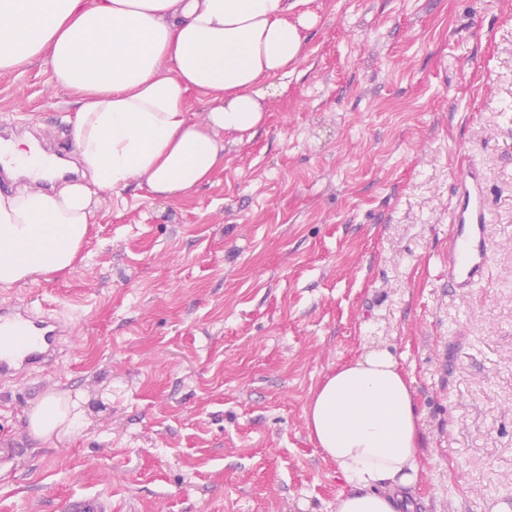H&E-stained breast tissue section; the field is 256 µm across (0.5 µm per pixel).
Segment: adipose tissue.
Instances as JSON below:
<instances>
[{
	"instance_id": "1",
	"label": "adipose tissue",
	"mask_w": 512,
	"mask_h": 512,
	"mask_svg": "<svg viewBox=\"0 0 512 512\" xmlns=\"http://www.w3.org/2000/svg\"><path fill=\"white\" fill-rule=\"evenodd\" d=\"M310 0H0V72L43 59L78 95L69 135L81 177L0 193V287L69 269L97 191L130 183L179 197L224 164V136L255 134L319 22ZM207 98L204 122L188 112ZM310 437L344 482L335 512H412L421 419L414 380L389 348L337 366L311 393ZM58 398L29 418L36 437L75 431Z\"/></svg>"
}]
</instances>
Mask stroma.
<instances>
[{"instance_id": "stroma-1", "label": "stroma", "mask_w": 512, "mask_h": 512, "mask_svg": "<svg viewBox=\"0 0 512 512\" xmlns=\"http://www.w3.org/2000/svg\"><path fill=\"white\" fill-rule=\"evenodd\" d=\"M285 94L183 198L101 191L64 273L0 288L72 324L57 361L0 384V512H331L344 483L303 409L340 363L389 348L414 379L415 512L512 501V0H312ZM76 97L0 73V122L62 147ZM485 174L491 263L444 257L454 183ZM71 434L36 438L46 398ZM80 413L70 415L69 406L59 398H49L41 402L29 418L32 434L39 438H49L56 433L72 432L79 426Z\"/></svg>"}]
</instances>
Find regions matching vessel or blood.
<instances>
[{"instance_id": "1", "label": "vessel or blood", "mask_w": 512, "mask_h": 512, "mask_svg": "<svg viewBox=\"0 0 512 512\" xmlns=\"http://www.w3.org/2000/svg\"><path fill=\"white\" fill-rule=\"evenodd\" d=\"M448 225V285L469 291L481 284L489 264L487 201L483 177L471 167L457 179ZM69 324L25 305H0V380H13L36 367H50Z\"/></svg>"}]
</instances>
